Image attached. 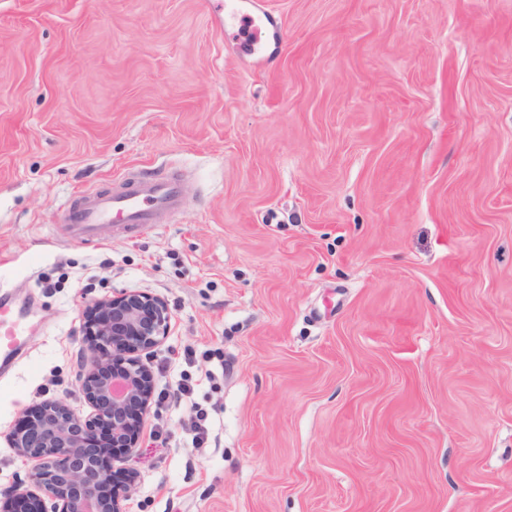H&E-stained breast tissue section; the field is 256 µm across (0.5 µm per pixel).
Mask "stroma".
I'll return each instance as SVG.
<instances>
[{"label": "stroma", "mask_w": 512, "mask_h": 512, "mask_svg": "<svg viewBox=\"0 0 512 512\" xmlns=\"http://www.w3.org/2000/svg\"><path fill=\"white\" fill-rule=\"evenodd\" d=\"M257 2L261 59L224 0H0V286L44 322L0 434L88 414L85 311L141 291L171 322L125 512H512V0ZM130 168L184 209L70 238Z\"/></svg>", "instance_id": "obj_1"}]
</instances>
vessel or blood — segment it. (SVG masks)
<instances>
[{
	"instance_id": "obj_1",
	"label": "vessel or blood",
	"mask_w": 512,
	"mask_h": 512,
	"mask_svg": "<svg viewBox=\"0 0 512 512\" xmlns=\"http://www.w3.org/2000/svg\"><path fill=\"white\" fill-rule=\"evenodd\" d=\"M269 20L255 0H224V28L238 36L251 53L263 54L269 40ZM185 204L180 177L161 178L146 172L130 174L121 190L103 194L86 190L64 212L73 238L99 235L106 226L128 228L168 223ZM39 323L31 317L25 297L11 288L0 289V373H8L24 352Z\"/></svg>"
}]
</instances>
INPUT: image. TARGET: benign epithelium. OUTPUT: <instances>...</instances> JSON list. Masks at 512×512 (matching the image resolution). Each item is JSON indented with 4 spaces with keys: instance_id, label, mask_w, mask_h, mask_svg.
<instances>
[{
    "instance_id": "7a95c632",
    "label": "benign epithelium",
    "mask_w": 512,
    "mask_h": 512,
    "mask_svg": "<svg viewBox=\"0 0 512 512\" xmlns=\"http://www.w3.org/2000/svg\"><path fill=\"white\" fill-rule=\"evenodd\" d=\"M92 308L81 326L84 349L76 374V389L91 412L80 419L60 402H44L25 428L6 434L9 446L33 465L27 486L0 496V512H19L21 500L31 512H123L127 490L112 489V471L89 458L87 444L105 423L113 440L137 446L125 410L132 403L146 410L151 403L154 380L143 357L166 338L170 314L163 301L139 291L98 299ZM114 359L125 363V372L109 376L103 367Z\"/></svg>"
}]
</instances>
